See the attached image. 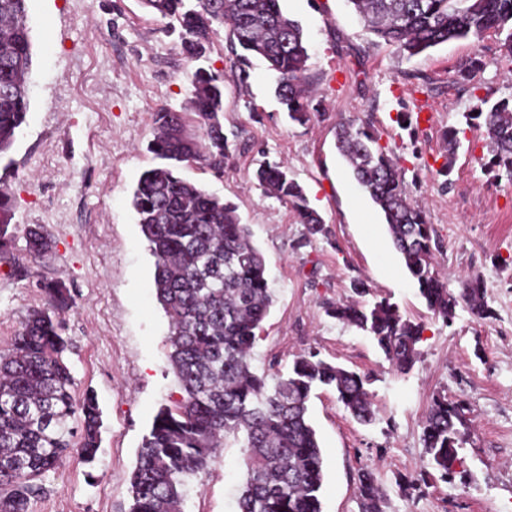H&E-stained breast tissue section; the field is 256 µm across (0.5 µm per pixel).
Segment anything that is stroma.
Listing matches in <instances>:
<instances>
[{
    "instance_id": "35a3bbf8",
    "label": "stroma",
    "mask_w": 512,
    "mask_h": 512,
    "mask_svg": "<svg viewBox=\"0 0 512 512\" xmlns=\"http://www.w3.org/2000/svg\"><path fill=\"white\" fill-rule=\"evenodd\" d=\"M309 46L310 120L288 121L262 59L240 67L226 34L209 64L224 73V132L230 157L222 175L194 165L183 174L233 202L263 252L275 302L253 350L256 371L288 366L315 352L371 373L376 422L359 424L334 391L309 402L323 459V512H361L357 472L372 468L388 491L385 512H512V180L485 167L482 120H467L476 97H512V61L499 35L452 40L416 57L370 34L347 0H281ZM31 29L30 109L0 188L13 200V252L39 224L53 251L18 279L0 263V348L57 280L76 296L63 316L77 394L94 392L103 410L95 465L69 452L45 479L34 512H128L136 451L161 405L180 396L168 364V318L153 291L154 258L137 222L132 193L155 164L147 149L152 114L189 106L196 68L141 0H27ZM479 59L464 86L458 65ZM410 112L409 128L397 113ZM368 118L401 168L409 196L424 208L440 241L435 266L450 293L480 277L492 318L458 311L445 324L427 309L384 218L336 149L339 123ZM457 128L460 146L447 151ZM285 163L330 233L301 246L306 227L257 183L260 161ZM450 176H442L444 163ZM397 304L423 323L420 359L397 372L376 343L329 318L325 302L349 300L350 283ZM443 393L469 405L472 432L451 483L428 471L423 423ZM242 451L221 448L210 469L189 480L183 512H235ZM410 485L401 493L398 484Z\"/></svg>"
}]
</instances>
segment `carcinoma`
<instances>
[{
  "mask_svg": "<svg viewBox=\"0 0 512 512\" xmlns=\"http://www.w3.org/2000/svg\"><path fill=\"white\" fill-rule=\"evenodd\" d=\"M376 38L409 57L454 39L487 31L505 35L512 62V0H347ZM179 31L181 53L208 59L219 29H228L239 58L264 59L276 75L275 96L288 118L309 121L305 84L310 55L301 26L281 0H142ZM31 42L26 0H0V160L9 157L29 109ZM462 62L456 81L480 68ZM193 113L161 107L153 113L149 145L159 163L144 171L132 205L155 258L156 298L169 318L166 345L181 398L161 408L138 448L130 478L129 512H182L186 479L208 469L222 447L243 449L244 481L238 512H322L320 445L309 414L312 392L329 388L360 424L376 421L372 376L316 353L282 371L259 374L251 363L262 323L273 304L263 253L253 243L237 207L183 178L189 163L220 173L229 157L224 134V76L199 67L191 78ZM469 120L483 119L488 166L512 178V99L475 97ZM368 124L341 125L336 147L354 178L384 215L393 244L433 315L448 324L457 307L484 320L491 310L477 278L448 293L434 265L436 241L424 209L409 200L404 175ZM255 178L306 226V246L329 229L288 168L263 162ZM26 255L44 259L52 241L40 225L26 231ZM14 233L0 224V261L14 260ZM45 302L29 309L11 343L0 349V512H33L43 479L76 449L87 463L101 448L102 412L94 395L81 401L65 354L70 350L61 314L75 300L60 281H39ZM325 313L372 338L400 372L419 358L424 325L405 318L383 297L373 302L328 301ZM467 406L437 396L423 427L424 454L442 481L452 482L468 434ZM361 512H385L387 492L375 473L359 469Z\"/></svg>",
  "mask_w": 512,
  "mask_h": 512,
  "instance_id": "carcinoma-1",
  "label": "carcinoma"
}]
</instances>
